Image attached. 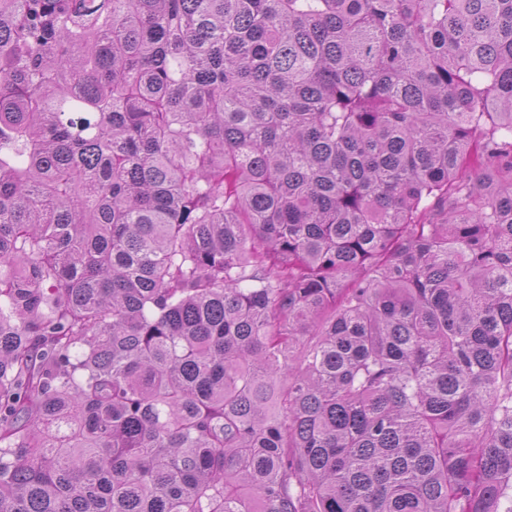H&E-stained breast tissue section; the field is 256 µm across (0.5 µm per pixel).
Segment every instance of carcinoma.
<instances>
[{
	"label": "carcinoma",
	"instance_id": "carcinoma-1",
	"mask_svg": "<svg viewBox=\"0 0 512 512\" xmlns=\"http://www.w3.org/2000/svg\"><path fill=\"white\" fill-rule=\"evenodd\" d=\"M0 512H512V0H0Z\"/></svg>",
	"mask_w": 512,
	"mask_h": 512
}]
</instances>
